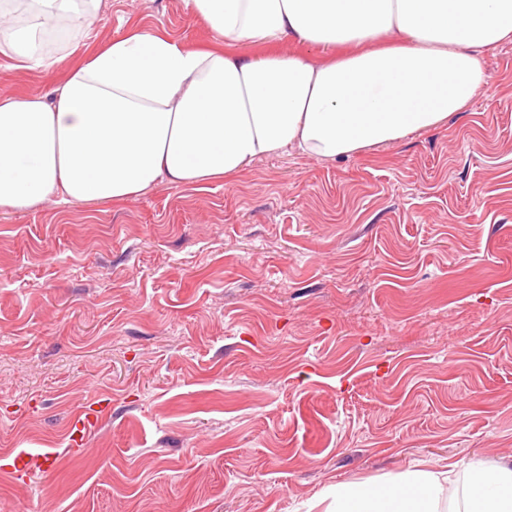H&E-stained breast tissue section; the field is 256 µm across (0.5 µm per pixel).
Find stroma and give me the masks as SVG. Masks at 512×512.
Wrapping results in <instances>:
<instances>
[{
  "mask_svg": "<svg viewBox=\"0 0 512 512\" xmlns=\"http://www.w3.org/2000/svg\"><path fill=\"white\" fill-rule=\"evenodd\" d=\"M100 13L92 50L223 43L183 0ZM480 55L485 92L386 148L0 208V512H323L339 482L512 467V38ZM51 75L0 54L1 89ZM20 450L51 459L26 485Z\"/></svg>",
  "mask_w": 512,
  "mask_h": 512,
  "instance_id": "stroma-1",
  "label": "stroma"
}]
</instances>
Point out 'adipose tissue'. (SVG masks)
Segmentation results:
<instances>
[{
	"label": "adipose tissue",
	"mask_w": 512,
	"mask_h": 512,
	"mask_svg": "<svg viewBox=\"0 0 512 512\" xmlns=\"http://www.w3.org/2000/svg\"><path fill=\"white\" fill-rule=\"evenodd\" d=\"M184 2L224 47L133 32L45 92L0 93V207L120 201L290 147L333 159L390 146L463 111L489 83L481 50L512 36V0ZM0 20L13 68L50 73L100 23V0H0ZM241 41L275 49L230 52ZM285 41L322 55L283 52ZM325 498V512H512V468L409 470L381 485L339 483Z\"/></svg>",
	"instance_id": "ef3b65f1"
}]
</instances>
